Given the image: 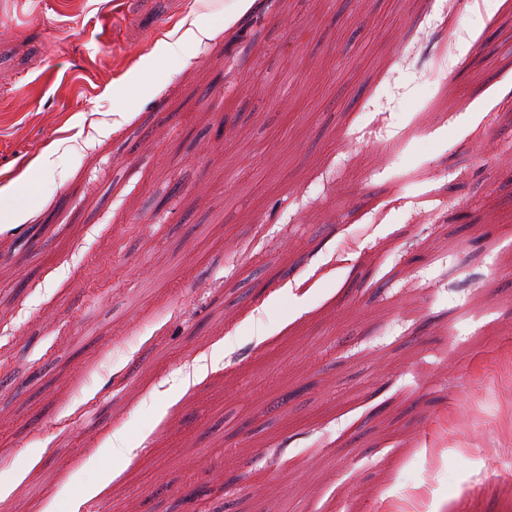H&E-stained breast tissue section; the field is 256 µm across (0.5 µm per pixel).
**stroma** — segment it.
Instances as JSON below:
<instances>
[{
  "label": "stroma",
  "mask_w": 512,
  "mask_h": 512,
  "mask_svg": "<svg viewBox=\"0 0 512 512\" xmlns=\"http://www.w3.org/2000/svg\"><path fill=\"white\" fill-rule=\"evenodd\" d=\"M238 10L0 0V508L512 512V0ZM211 29V27H202L194 21L188 22L187 19H183L176 24L173 34L168 35L171 37L182 30L178 38L174 41L159 40L152 53L154 55L177 53L183 46L199 40L201 36H207Z\"/></svg>",
  "instance_id": "stroma-1"
}]
</instances>
